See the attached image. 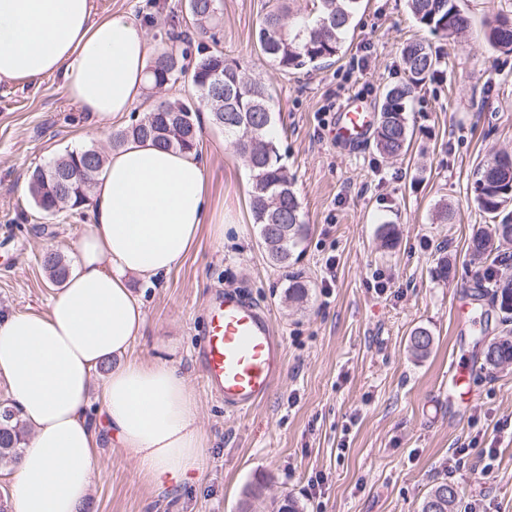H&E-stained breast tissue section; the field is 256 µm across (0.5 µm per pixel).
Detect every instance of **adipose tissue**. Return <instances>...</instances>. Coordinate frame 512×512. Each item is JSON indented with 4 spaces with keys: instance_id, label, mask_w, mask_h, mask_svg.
<instances>
[{
    "instance_id": "ef3b65f1",
    "label": "adipose tissue",
    "mask_w": 512,
    "mask_h": 512,
    "mask_svg": "<svg viewBox=\"0 0 512 512\" xmlns=\"http://www.w3.org/2000/svg\"><path fill=\"white\" fill-rule=\"evenodd\" d=\"M148 62L146 26L94 18L93 0H0V82L59 75L91 134L132 110ZM90 213L48 312L0 313V375L33 429L16 465L15 512H80L106 439L158 487L191 482L204 456L184 377L170 362L130 355L145 314L128 281L169 273L201 228L223 239V216L207 214L197 154L126 143L105 161Z\"/></svg>"
}]
</instances>
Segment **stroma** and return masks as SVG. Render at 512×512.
Wrapping results in <instances>:
<instances>
[{"mask_svg": "<svg viewBox=\"0 0 512 512\" xmlns=\"http://www.w3.org/2000/svg\"><path fill=\"white\" fill-rule=\"evenodd\" d=\"M95 3L98 15L146 25L153 51L159 31L181 29V0ZM457 3L467 26L444 38L422 27L406 0H362L338 57L318 71L286 74L255 45L272 0H221L216 39L274 94L282 162L308 235L289 267L268 261L246 163L202 117L199 159L210 204L224 211V238L201 229L195 249L158 283L135 284L146 324L133 354L181 370L198 402L206 457L191 484L160 491L121 449L104 444L81 512H268L288 495L303 512H420L444 479L458 487L465 512H512V364L485 369L475 326H458L455 314L485 272L468 251L489 222L474 201L476 172L493 155L512 154V54L484 39L489 22L512 18V0ZM412 42L432 45L441 63L411 102L407 155L333 142L323 107L353 96L375 104L384 86L404 80L401 50ZM358 58L364 70L354 67ZM86 121L59 77L0 83V261L9 264L0 268V312L48 311L56 292L42 254L78 257L89 214L42 218L27 181L35 168L82 148ZM444 204L448 224L436 219ZM385 224L398 231L391 248ZM443 257L451 266L445 279L437 273ZM330 261L336 278L327 287ZM294 274L308 287L299 303L288 300ZM228 287L244 291L284 342L280 377L247 413H231L204 390L196 359L209 301ZM418 327L433 337L423 358L409 347ZM462 353L473 364V398L452 407L443 392ZM487 448L496 458L486 478Z\"/></svg>", "mask_w": 512, "mask_h": 512, "instance_id": "stroma-1", "label": "stroma"}]
</instances>
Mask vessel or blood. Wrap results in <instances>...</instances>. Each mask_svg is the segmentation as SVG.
<instances>
[{
    "instance_id": "b4317fda",
    "label": "vessel or blood",
    "mask_w": 512,
    "mask_h": 512,
    "mask_svg": "<svg viewBox=\"0 0 512 512\" xmlns=\"http://www.w3.org/2000/svg\"><path fill=\"white\" fill-rule=\"evenodd\" d=\"M374 114L361 101L343 105L335 114L330 135L347 147L363 145ZM202 383L227 410L246 412L271 391L284 361L282 340L270 318L234 290L216 295L209 304L197 350ZM469 366L456 360L448 372V403L468 400Z\"/></svg>"
}]
</instances>
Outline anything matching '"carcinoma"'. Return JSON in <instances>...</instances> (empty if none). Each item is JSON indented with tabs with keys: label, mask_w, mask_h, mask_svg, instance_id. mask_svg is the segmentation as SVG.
Returning <instances> with one entry per match:
<instances>
[{
	"label": "carcinoma",
	"mask_w": 512,
	"mask_h": 512,
	"mask_svg": "<svg viewBox=\"0 0 512 512\" xmlns=\"http://www.w3.org/2000/svg\"><path fill=\"white\" fill-rule=\"evenodd\" d=\"M361 0H318V16L313 22L303 21L288 26L286 0H276L256 32L257 45L266 59L285 74L298 70H318L341 52ZM410 13L434 35L448 36V31L465 28L466 19L457 0H407ZM187 16L197 38L195 58H189L193 39L171 32L169 42L180 41L185 48H160L149 64L152 88L162 89L178 82L188 84L193 96L174 102H161L150 108L135 123L112 135V147L119 148L129 140L151 141L165 148L198 150L200 99L206 98V111L212 124L224 130L225 140L238 154L253 135L260 139L257 152L245 157L252 191L250 210L258 226L260 244L268 260L275 266L290 264L293 250L305 238L307 225L302 220L301 205L286 174L282 155L272 131L273 96L245 69L224 57V52L209 49L203 39L221 20V0H186ZM486 38L490 46L502 53H512V25L507 18H497L488 25ZM407 79L383 88L377 105L374 135L376 150L394 158L407 154L411 137L407 113L414 92L436 71L440 57L431 47L420 42L409 43L402 50ZM222 85L213 86L214 76ZM103 166L98 149L83 148L67 152L46 168H36L28 178V192L37 210L53 219L65 209L80 214L89 204L90 195ZM512 191V161L499 167L495 161L485 162L476 173L474 186L478 208L495 220L488 232L475 233L469 252L479 261H497L496 253L503 243H512V219L500 207L507 191ZM43 268L54 283L64 281L67 264L54 251L41 256ZM495 302L502 321L512 322V278L493 284ZM414 355L426 356L433 337L424 328H416L410 336ZM483 366L493 370L512 363V330L494 337L483 348ZM20 410L9 400L0 401V466L16 463L24 444L19 423ZM459 493L450 481L436 483L425 497L421 512H458Z\"/></svg>",
	"instance_id": "cac0c4a2"
}]
</instances>
